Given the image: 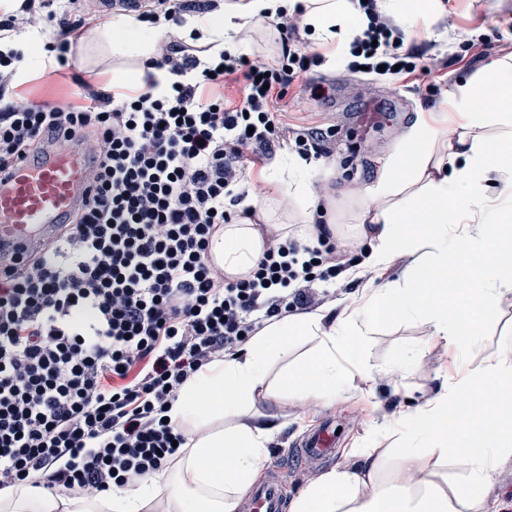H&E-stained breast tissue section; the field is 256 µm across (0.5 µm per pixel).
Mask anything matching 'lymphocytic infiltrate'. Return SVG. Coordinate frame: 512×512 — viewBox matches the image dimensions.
<instances>
[{
	"label": "lymphocytic infiltrate",
	"mask_w": 512,
	"mask_h": 512,
	"mask_svg": "<svg viewBox=\"0 0 512 512\" xmlns=\"http://www.w3.org/2000/svg\"><path fill=\"white\" fill-rule=\"evenodd\" d=\"M350 70L369 80L414 74L419 58L377 0H353ZM83 6L56 12L21 0L0 40L50 26L58 67L87 25ZM304 6L273 22L276 59H201L178 34L158 40L144 85L106 92L82 77L81 103L19 105L24 52L0 48V168L40 162L79 136L91 186L58 240L0 273V490L42 482L102 493L167 468L181 434L169 403L208 364L246 344L263 321L318 305V283L343 268L321 232L314 248L268 237L249 277L228 280L209 256L231 223L245 158L271 159L283 138L276 100L322 53L299 47ZM238 84L240 102L224 95Z\"/></svg>",
	"instance_id": "obj_1"
}]
</instances>
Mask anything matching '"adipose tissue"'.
I'll return each instance as SVG.
<instances>
[{
  "mask_svg": "<svg viewBox=\"0 0 512 512\" xmlns=\"http://www.w3.org/2000/svg\"><path fill=\"white\" fill-rule=\"evenodd\" d=\"M291 2L218 0L214 10L184 14L178 31L189 42L235 54L244 45L241 32L274 20ZM304 6L314 40L335 62L354 34L352 0H304ZM93 35L120 59L149 57L155 38L132 15L114 16ZM453 106L420 113L379 180L359 197L354 240L366 248L362 266L375 286L332 320L322 309L271 320L244 354L202 369L167 411L170 425L186 439L173 471L98 496L20 484L0 490V512H235L260 471L271 435L268 424L239 418L266 389L270 359L286 355L291 342L320 339L318 353L279 382L281 392L307 406L349 388L346 365L354 358V341L394 317L422 322L459 358L477 349L482 315L501 309L512 292V185L504 181L512 173V64L465 85ZM258 179L264 189L251 201L254 219L224 225L213 237L211 258L230 280L256 268L266 237L318 235L311 213L317 202L303 159L275 161L261 168ZM282 195L300 202V209H281ZM416 253L420 261L401 279H387L398 256ZM397 425L404 431L401 446L388 455L359 449L363 472L325 473L290 512H489L474 489L500 458L512 456V342L468 366L460 381L399 417ZM421 448L456 462L469 489L444 487L432 473L413 468L410 461ZM391 462L403 478L378 482Z\"/></svg>",
  "mask_w": 512,
  "mask_h": 512,
  "instance_id": "obj_1",
  "label": "adipose tissue"
}]
</instances>
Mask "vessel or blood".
Listing matches in <instances>:
<instances>
[{
    "instance_id": "1",
    "label": "vessel or blood",
    "mask_w": 512,
    "mask_h": 512,
    "mask_svg": "<svg viewBox=\"0 0 512 512\" xmlns=\"http://www.w3.org/2000/svg\"><path fill=\"white\" fill-rule=\"evenodd\" d=\"M89 162L78 138L49 152L38 166L16 162L0 171V251L24 255L34 252L58 234L59 220L82 202ZM336 437L323 430L305 442L302 457L312 462L334 456ZM247 512H283L284 500L277 478L252 488Z\"/></svg>"
}]
</instances>
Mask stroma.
<instances>
[{
  "mask_svg": "<svg viewBox=\"0 0 512 512\" xmlns=\"http://www.w3.org/2000/svg\"><path fill=\"white\" fill-rule=\"evenodd\" d=\"M402 26L408 45L430 65L431 74L418 71L406 79L373 83L352 73L346 63L325 64L307 73L306 78L341 90V103L303 96L294 85L276 105L284 136L310 128L334 132L329 141L335 151L334 163L314 160L308 171L315 193L336 197L334 215L319 211L315 221L335 224L336 249L348 266L361 257L360 248L349 242L353 234L350 216L356 208L354 196L377 180L383 162L400 147L404 132L418 113L438 111L469 80L484 77L501 63L512 62V0H443L432 17L406 20ZM481 41L490 45L487 54H480L477 48ZM30 54L32 60L15 90L20 102L78 101L80 90L71 79L46 77L37 60L38 49H31ZM68 57L75 72L99 90L117 86L122 73L134 77L143 74L141 62L90 53L79 43L71 45ZM432 83L440 87L439 96L429 92ZM391 96L397 99L396 111L362 126L363 108ZM507 300L501 311L485 318L481 348L470 356V363H478L483 354L512 339V294ZM411 348L422 351L419 365L398 368V361ZM360 354L380 371L394 367V374L388 378L380 374L374 379L357 374L349 392L337 395L335 402H321L309 410L287 395L264 391L255 396L250 413L244 417L245 422H263L271 427L262 470H279L288 499L298 497L324 473L355 470L360 464L351 452L356 442L366 441L377 452H384L403 436L395 417L412 406L433 401L442 393L446 380L457 377L461 370L459 358L448 352L444 343L431 341L427 327L414 319L382 323ZM325 424L336 428L334 457L318 466L291 461L287 449L296 447L300 438Z\"/></svg>",
  "mask_w": 512,
  "mask_h": 512,
  "instance_id": "1",
  "label": "stroma"
}]
</instances>
